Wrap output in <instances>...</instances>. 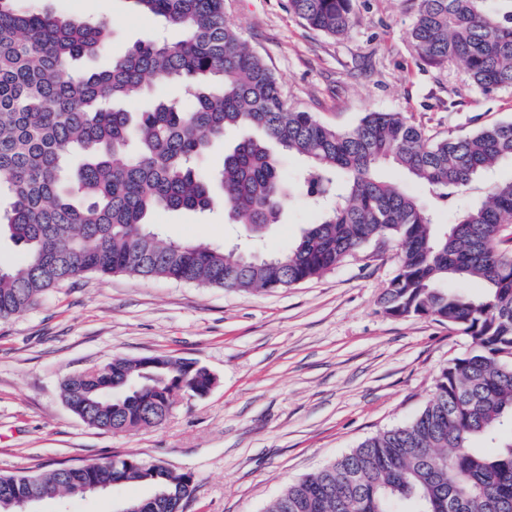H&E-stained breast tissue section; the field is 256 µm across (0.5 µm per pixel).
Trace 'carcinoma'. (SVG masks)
I'll use <instances>...</instances> for the list:
<instances>
[{
  "label": "carcinoma",
  "instance_id": "cac0c4a2",
  "mask_svg": "<svg viewBox=\"0 0 512 512\" xmlns=\"http://www.w3.org/2000/svg\"><path fill=\"white\" fill-rule=\"evenodd\" d=\"M183 30L168 43L138 41L99 69L72 61L107 52L106 23H90L0 0V236L26 250L25 263L0 266V320L30 308L63 283L127 273L219 288H288L338 266L374 242L397 248L398 271L380 297L394 317H431L470 339L436 377L411 422L380 432L286 486L269 512H512V179L490 183L450 224L439 215L496 165L512 162V123L432 140L400 112H367L348 132L289 109L263 60L224 18V0H132ZM309 27L341 38L355 24L354 0H288ZM416 57L459 64L488 94L512 88V0H418L409 31ZM156 81L181 95L144 111L126 104ZM249 130L224 153L217 173L203 167L227 131ZM278 148L305 160L284 174ZM399 170L416 186L382 177ZM299 195L318 209L288 249L258 257L242 249L167 241L160 210L224 206L259 234L279 223ZM480 280L465 295L450 282ZM215 381L205 368L155 355L115 357L60 382L67 407L113 434L154 427L175 393ZM91 479L147 483L141 512H173L194 485L136 456L68 469L0 476V495L54 498Z\"/></svg>",
  "mask_w": 512,
  "mask_h": 512
}]
</instances>
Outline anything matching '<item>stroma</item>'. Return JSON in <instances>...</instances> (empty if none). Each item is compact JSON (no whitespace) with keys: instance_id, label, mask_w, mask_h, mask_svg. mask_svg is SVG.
Masks as SVG:
<instances>
[{"instance_id":"35a3bbf8","label":"stroma","mask_w":512,"mask_h":512,"mask_svg":"<svg viewBox=\"0 0 512 512\" xmlns=\"http://www.w3.org/2000/svg\"><path fill=\"white\" fill-rule=\"evenodd\" d=\"M103 21L112 52L180 29L130 0H34ZM418 0H356L358 21L335 39L302 24L288 0H224V14L281 82L289 107L341 131L371 111L400 112L442 139L512 121V89L486 94L457 64L419 62L408 36ZM317 219L300 197L263 235L280 252ZM170 241L230 246L247 229L223 210L160 211ZM397 272L395 247L370 244L335 269L289 288L237 290L118 273L54 289L0 322V475L134 454L191 474L185 512H266L293 481L380 432L414 419L435 379L469 347L429 317L386 314L380 296ZM167 354L216 378L202 398L181 396L158 427L111 434L64 404L59 384L119 355ZM148 484L44 500L36 512H118Z\"/></svg>"}]
</instances>
